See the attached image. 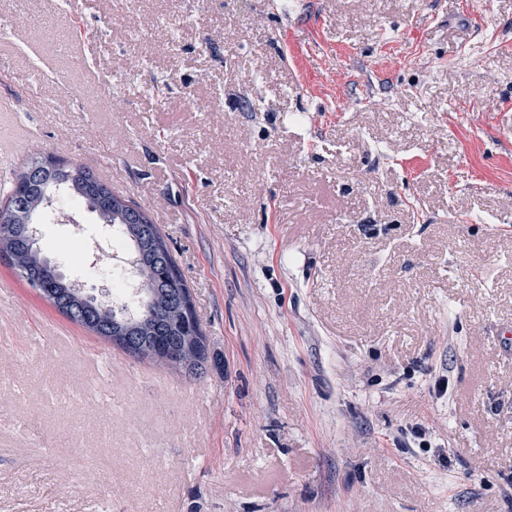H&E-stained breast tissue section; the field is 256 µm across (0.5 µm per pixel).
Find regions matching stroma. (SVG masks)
Returning a JSON list of instances; mask_svg holds the SVG:
<instances>
[{
	"mask_svg": "<svg viewBox=\"0 0 512 512\" xmlns=\"http://www.w3.org/2000/svg\"><path fill=\"white\" fill-rule=\"evenodd\" d=\"M22 142L149 211L210 362L0 258V512H512V0H0Z\"/></svg>",
	"mask_w": 512,
	"mask_h": 512,
	"instance_id": "35a3bbf8",
	"label": "stroma"
}]
</instances>
